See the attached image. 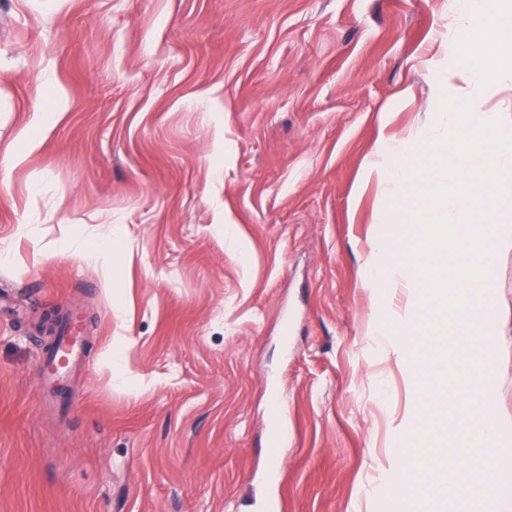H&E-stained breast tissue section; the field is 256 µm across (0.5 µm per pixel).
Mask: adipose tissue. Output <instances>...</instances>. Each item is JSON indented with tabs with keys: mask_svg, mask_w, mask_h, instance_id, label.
<instances>
[{
	"mask_svg": "<svg viewBox=\"0 0 512 512\" xmlns=\"http://www.w3.org/2000/svg\"><path fill=\"white\" fill-rule=\"evenodd\" d=\"M451 53L468 86L512 89V6L469 18Z\"/></svg>",
	"mask_w": 512,
	"mask_h": 512,
	"instance_id": "1",
	"label": "adipose tissue"
}]
</instances>
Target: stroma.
Returning a JSON list of instances; mask_svg holds the SVG:
<instances>
[{"label":"stroma","instance_id":"1","mask_svg":"<svg viewBox=\"0 0 512 512\" xmlns=\"http://www.w3.org/2000/svg\"><path fill=\"white\" fill-rule=\"evenodd\" d=\"M459 25L453 0H0V512H392L423 375L375 333L410 292L367 276L405 227L363 177L447 133ZM489 268L512 412V251ZM53 311L87 339L61 403ZM477 377L448 389L462 454Z\"/></svg>","mask_w":512,"mask_h":512}]
</instances>
